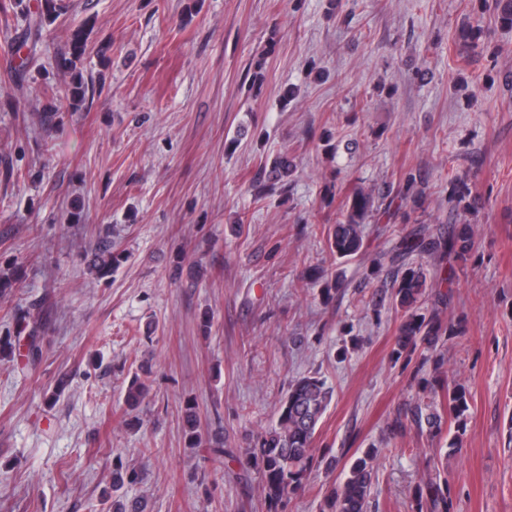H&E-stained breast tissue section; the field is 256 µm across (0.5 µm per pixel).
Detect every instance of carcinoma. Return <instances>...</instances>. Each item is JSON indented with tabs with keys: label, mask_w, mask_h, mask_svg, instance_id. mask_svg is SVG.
Instances as JSON below:
<instances>
[{
	"label": "carcinoma",
	"mask_w": 512,
	"mask_h": 512,
	"mask_svg": "<svg viewBox=\"0 0 512 512\" xmlns=\"http://www.w3.org/2000/svg\"><path fill=\"white\" fill-rule=\"evenodd\" d=\"M502 24L512 27V0H484ZM296 165L292 158L278 156L268 168L257 174V181L266 182L269 193L284 188ZM425 189L413 175H408L395 191L374 193L355 190L340 210L336 224L328 229L330 251L338 259L352 258L362 252L364 225L380 212L390 213L394 202L397 210L411 212L422 207ZM448 204L456 222L448 229L435 231L419 228L402 236L385 252L370 259L371 272L388 269L392 275L391 304L402 315L397 328L393 354L395 358L412 361L419 348L433 350L456 335L455 326L443 322L442 305L449 292L445 287L452 281L454 267L467 261L474 247L473 229L468 215L479 211L484 202L461 179L448 181ZM119 258L106 248L96 255L91 270L99 275L109 272ZM433 299L431 312H422V305ZM146 387L135 377L126 390L125 402L136 406L144 397ZM333 397V388L318 376L294 380L280 400L275 425L260 433L251 456L252 466L260 477L264 503L269 512L290 498L301 486L304 474L313 464L312 442L317 426ZM470 393L454 380L434 384L428 380L397 418L399 427L410 424L432 438H440L447 430L448 419L454 421V434L448 447L454 448L464 435ZM183 421L193 438H198L200 424L197 405L184 408ZM375 450L366 449L349 465L342 483L332 488L320 504L321 512H369L371 490L377 479ZM417 512H450L452 502L448 480L435 472L421 480L414 489Z\"/></svg>",
	"instance_id": "carcinoma-1"
}]
</instances>
